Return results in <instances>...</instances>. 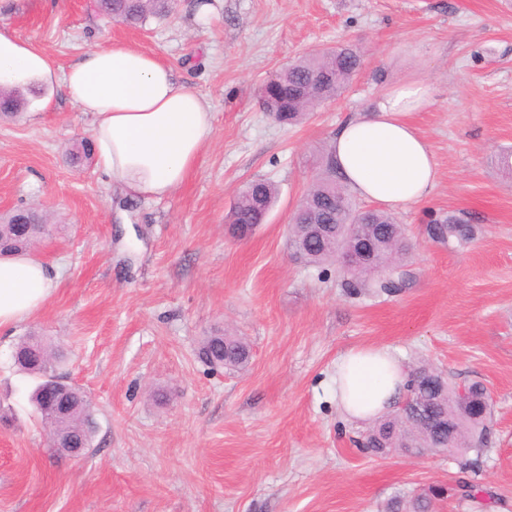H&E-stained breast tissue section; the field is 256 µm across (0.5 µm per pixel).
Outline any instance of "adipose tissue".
<instances>
[{
    "mask_svg": "<svg viewBox=\"0 0 512 512\" xmlns=\"http://www.w3.org/2000/svg\"><path fill=\"white\" fill-rule=\"evenodd\" d=\"M61 82L92 117L99 171L127 195L161 199L183 186L213 136V111L178 84L153 53L115 42L59 70L43 52L0 25V86ZM431 98L421 80L392 86L373 114L350 117L336 130L330 160L356 196L401 210L426 200L439 178L434 154L411 122ZM55 267L31 254L0 258V329L32 317L48 300ZM408 372L384 346H367L336 363V400L353 421L392 410Z\"/></svg>",
    "mask_w": 512,
    "mask_h": 512,
    "instance_id": "adipose-tissue-1",
    "label": "adipose tissue"
}]
</instances>
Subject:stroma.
<instances>
[{
    "label": "stroma",
    "mask_w": 512,
    "mask_h": 512,
    "mask_svg": "<svg viewBox=\"0 0 512 512\" xmlns=\"http://www.w3.org/2000/svg\"><path fill=\"white\" fill-rule=\"evenodd\" d=\"M195 2L137 27L95 15L90 0L0 8V23L62 69L113 42L156 53L210 103L215 127L181 188L129 199L94 161L70 164L92 117L62 87L0 119V213L43 212L34 251L59 273L46 305L0 333V512H380L395 493L455 483L448 456L358 448L368 425L340 413L332 377L342 354L373 345L489 389L482 480L496 494L488 512H512V171L500 163L512 150V0H218L204 23ZM341 44L362 58L340 97L293 126L264 112V80ZM409 79L431 88L411 120L439 180L395 213L413 245L407 288L353 296L338 264L293 258L288 226L338 125ZM256 179L278 197L238 239L226 216ZM451 212L481 234L460 247L432 240L427 225ZM225 330L250 346L244 371L199 356ZM31 332L57 346V373L92 401L82 458L54 452L33 381L14 366Z\"/></svg>",
    "instance_id": "35a3bbf8"
}]
</instances>
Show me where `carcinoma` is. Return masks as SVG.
Here are the masks:
<instances>
[{
	"instance_id": "cac0c4a2",
	"label": "carcinoma",
	"mask_w": 512,
	"mask_h": 512,
	"mask_svg": "<svg viewBox=\"0 0 512 512\" xmlns=\"http://www.w3.org/2000/svg\"><path fill=\"white\" fill-rule=\"evenodd\" d=\"M100 14L131 25L149 18L163 19L173 9V0H95ZM360 66L359 51L351 46L325 49L305 56L281 69L258 89L264 111L277 121L297 124L308 111L341 95ZM24 102L15 89L0 94V119L16 116ZM317 179L307 190L299 216L288 225L291 248L307 264L339 261V250L363 243L370 247L364 265L343 272L344 285L351 295L364 291L391 295L404 288L403 258L410 244L403 225L387 211L363 210L355 205L348 190L336 180V171ZM277 198L276 186L254 180L239 194L228 218L230 224H262ZM332 225L336 242L321 240L307 223ZM44 223L43 215L32 208L18 209L0 220L4 234L1 247L8 253L32 248ZM477 227L463 217L450 214L428 226L429 236L439 242L465 244L475 237ZM200 352L206 362L224 360L227 370H239L250 361V347L240 336H210ZM19 369L33 378L31 401L41 421L51 429V438L66 441L71 448L91 446L95 422L89 397L78 388L67 390L69 425L58 427L51 413L41 408L45 391L42 366L30 355L17 362ZM402 409L376 421L359 442L367 453L385 458L394 454H446L466 478L445 487L436 486L411 497L396 495L388 500L385 512H441L442 503L457 497L472 512H484L493 494L481 484L483 456L492 444L493 405L481 382L460 386L449 375L422 364L410 373Z\"/></svg>"
}]
</instances>
